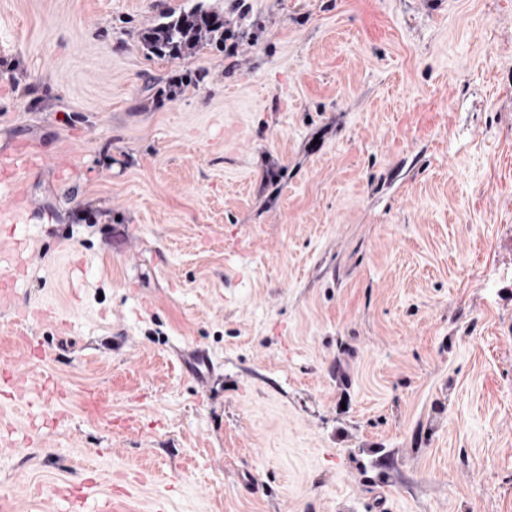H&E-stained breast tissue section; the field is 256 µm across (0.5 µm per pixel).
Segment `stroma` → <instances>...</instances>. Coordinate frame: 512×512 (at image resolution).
<instances>
[{"mask_svg": "<svg viewBox=\"0 0 512 512\" xmlns=\"http://www.w3.org/2000/svg\"><path fill=\"white\" fill-rule=\"evenodd\" d=\"M237 45L159 57L196 4ZM24 309L65 397L0 495L512 512V0H0ZM7 155L5 159L0 158V221L3 224H21L29 208L28 200L21 191L22 179L29 172L41 169L46 159L25 143L14 144Z\"/></svg>", "mask_w": 512, "mask_h": 512, "instance_id": "1", "label": "stroma"}]
</instances>
